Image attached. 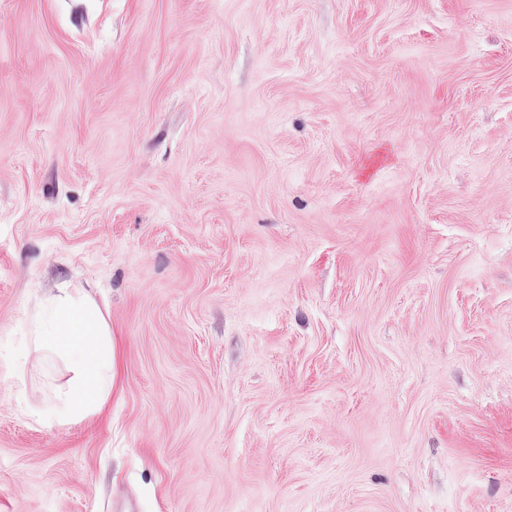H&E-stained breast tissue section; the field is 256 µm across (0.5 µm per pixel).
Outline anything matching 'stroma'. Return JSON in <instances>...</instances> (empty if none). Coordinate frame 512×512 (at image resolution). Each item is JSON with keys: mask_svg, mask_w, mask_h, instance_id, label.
<instances>
[{"mask_svg": "<svg viewBox=\"0 0 512 512\" xmlns=\"http://www.w3.org/2000/svg\"><path fill=\"white\" fill-rule=\"evenodd\" d=\"M0 512H512V0H0ZM28 334L47 355H63L70 378L56 389L53 415L60 423L99 416L112 395L115 357L112 329L85 290L62 285L41 298L30 314Z\"/></svg>", "mask_w": 512, "mask_h": 512, "instance_id": "35a3bbf8", "label": "stroma"}]
</instances>
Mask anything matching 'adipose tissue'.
<instances>
[{"label":"adipose tissue","mask_w":512,"mask_h":512,"mask_svg":"<svg viewBox=\"0 0 512 512\" xmlns=\"http://www.w3.org/2000/svg\"><path fill=\"white\" fill-rule=\"evenodd\" d=\"M28 334L37 349L65 356L69 364L70 378L55 391V419L77 423L99 416L112 394L115 357L112 329L95 299L79 288H55L31 312Z\"/></svg>","instance_id":"ef3b65f1"}]
</instances>
